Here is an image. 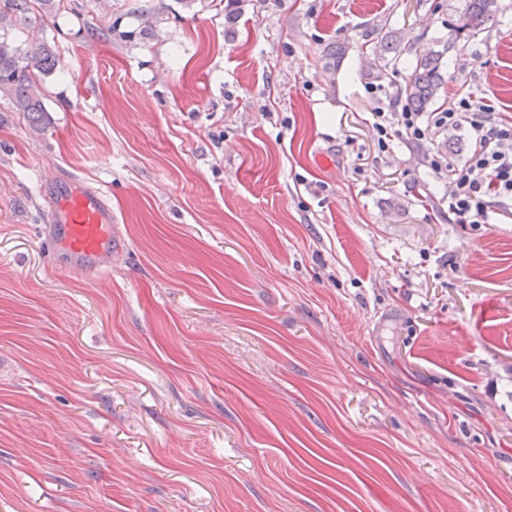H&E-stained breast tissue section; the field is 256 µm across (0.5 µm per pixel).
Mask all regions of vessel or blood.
Returning a JSON list of instances; mask_svg holds the SVG:
<instances>
[{"label":"vessel or blood","mask_w":512,"mask_h":512,"mask_svg":"<svg viewBox=\"0 0 512 512\" xmlns=\"http://www.w3.org/2000/svg\"><path fill=\"white\" fill-rule=\"evenodd\" d=\"M114 233L112 209L103 192L70 186L56 189L52 222L45 229L56 269L75 275L104 272L112 265Z\"/></svg>","instance_id":"obj_1"}]
</instances>
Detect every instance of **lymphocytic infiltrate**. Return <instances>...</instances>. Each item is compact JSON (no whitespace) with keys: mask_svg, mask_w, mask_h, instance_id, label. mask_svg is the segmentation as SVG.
<instances>
[{"mask_svg":"<svg viewBox=\"0 0 512 512\" xmlns=\"http://www.w3.org/2000/svg\"><path fill=\"white\" fill-rule=\"evenodd\" d=\"M373 129L379 146L402 137L421 149L423 161L451 187L448 212L456 223L485 224L495 211L512 219V122L498 117L490 104L463 95L439 112H378ZM435 129L465 131L467 157L449 159L430 136Z\"/></svg>","mask_w":512,"mask_h":512,"instance_id":"f902f5d3","label":"lymphocytic infiltrate"}]
</instances>
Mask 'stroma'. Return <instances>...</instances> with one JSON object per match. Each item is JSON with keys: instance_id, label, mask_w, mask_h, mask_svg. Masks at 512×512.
<instances>
[{"instance_id": "stroma-1", "label": "stroma", "mask_w": 512, "mask_h": 512, "mask_svg": "<svg viewBox=\"0 0 512 512\" xmlns=\"http://www.w3.org/2000/svg\"><path fill=\"white\" fill-rule=\"evenodd\" d=\"M74 2L14 35L46 131L0 99V512H512V223L372 128L445 44L436 109L512 117V0L467 40L461 0ZM55 176L110 271L52 268Z\"/></svg>"}]
</instances>
